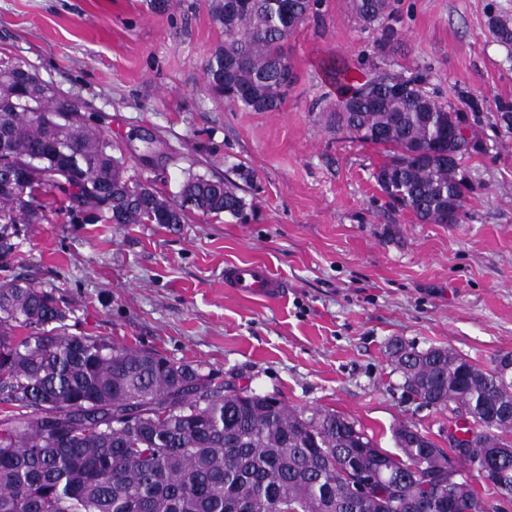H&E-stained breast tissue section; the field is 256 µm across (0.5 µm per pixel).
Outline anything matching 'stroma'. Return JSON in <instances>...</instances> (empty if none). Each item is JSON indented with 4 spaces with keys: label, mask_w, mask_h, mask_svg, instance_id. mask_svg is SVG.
<instances>
[{
    "label": "stroma",
    "mask_w": 512,
    "mask_h": 512,
    "mask_svg": "<svg viewBox=\"0 0 512 512\" xmlns=\"http://www.w3.org/2000/svg\"><path fill=\"white\" fill-rule=\"evenodd\" d=\"M156 0H0V57L94 116L135 162L133 175L176 195L191 173H253L244 213L185 224L22 225L23 276L70 309L73 335L160 352L290 407L338 411L380 448L412 423L448 445L446 410L403 389L386 347L449 346L489 363L512 353V46L489 15L512 22V0H395L385 26L363 27L349 0H323L289 39L296 74L279 112L215 101L203 68L224 34L202 0L171 12ZM352 76L424 73L441 101H471L480 153L457 224H422L391 209L373 173L380 148L336 131L327 110ZM261 262L274 298L225 288L224 268Z\"/></svg>",
    "instance_id": "stroma-1"
}]
</instances>
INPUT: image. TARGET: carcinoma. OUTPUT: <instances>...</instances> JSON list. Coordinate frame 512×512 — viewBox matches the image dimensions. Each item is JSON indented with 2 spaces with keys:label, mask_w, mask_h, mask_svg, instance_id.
<instances>
[{
  "label": "carcinoma",
  "mask_w": 512,
  "mask_h": 512,
  "mask_svg": "<svg viewBox=\"0 0 512 512\" xmlns=\"http://www.w3.org/2000/svg\"><path fill=\"white\" fill-rule=\"evenodd\" d=\"M364 26L392 0H350ZM224 43L203 79L212 96L249 112H277L295 82L288 39L322 0H206ZM496 41L512 23L490 16ZM23 65L0 61V259L21 224L47 220L42 197L67 203L68 223L184 224L191 213L239 216L241 187L188 175L174 198L128 175L120 148L91 118L61 111L46 83H18ZM456 108L426 89V76L367 78L347 86L330 122L381 147L374 179L395 210L426 224L465 215L472 190L460 148L448 165ZM53 293L25 279L0 281V512H491L463 466L512 498V353L480 365L447 346L393 341L387 355L403 388L424 406L467 417L455 460L412 423L394 431L398 454L379 448L353 419L290 408L216 382L188 363L66 333ZM26 335L17 336L15 330ZM363 475L376 488L358 496Z\"/></svg>",
  "instance_id": "obj_1"
}]
</instances>
